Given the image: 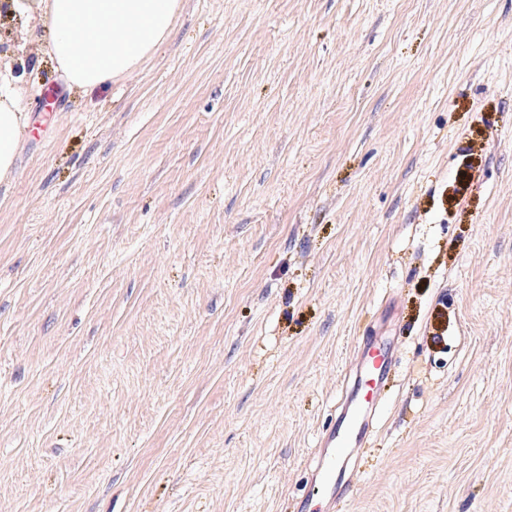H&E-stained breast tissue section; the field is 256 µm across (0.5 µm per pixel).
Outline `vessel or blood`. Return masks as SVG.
<instances>
[{"mask_svg":"<svg viewBox=\"0 0 512 512\" xmlns=\"http://www.w3.org/2000/svg\"><path fill=\"white\" fill-rule=\"evenodd\" d=\"M354 351L361 360V375L347 386L336 420L321 438L311 493L302 500L301 512L332 510L346 497L345 474L352 467V451L363 447L374 428L378 411L374 389L384 381L388 360L378 345H358Z\"/></svg>","mask_w":512,"mask_h":512,"instance_id":"vessel-or-blood-1","label":"vessel or blood"}]
</instances>
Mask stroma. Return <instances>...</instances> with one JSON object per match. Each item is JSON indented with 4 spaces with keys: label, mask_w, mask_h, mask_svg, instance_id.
Listing matches in <instances>:
<instances>
[{
    "label": "stroma",
    "mask_w": 512,
    "mask_h": 512,
    "mask_svg": "<svg viewBox=\"0 0 512 512\" xmlns=\"http://www.w3.org/2000/svg\"><path fill=\"white\" fill-rule=\"evenodd\" d=\"M0 184V512H297L388 337L341 512H512V0H182Z\"/></svg>",
    "instance_id": "1"
}]
</instances>
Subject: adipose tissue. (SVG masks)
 <instances>
[{
    "label": "adipose tissue",
    "instance_id": "ef3b65f1",
    "mask_svg": "<svg viewBox=\"0 0 512 512\" xmlns=\"http://www.w3.org/2000/svg\"><path fill=\"white\" fill-rule=\"evenodd\" d=\"M12 16L36 21L40 44L73 90L90 93L140 70L168 41L181 0H0ZM25 95L0 64V183L13 180Z\"/></svg>",
    "mask_w": 512,
    "mask_h": 512
}]
</instances>
